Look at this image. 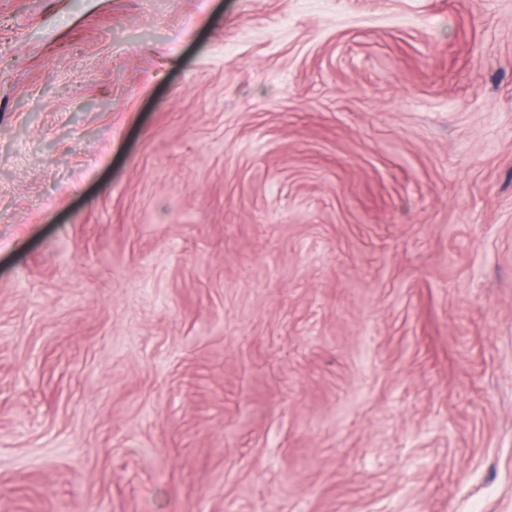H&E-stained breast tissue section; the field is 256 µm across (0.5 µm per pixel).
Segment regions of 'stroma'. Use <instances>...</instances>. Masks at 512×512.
I'll return each mask as SVG.
<instances>
[{"mask_svg": "<svg viewBox=\"0 0 512 512\" xmlns=\"http://www.w3.org/2000/svg\"><path fill=\"white\" fill-rule=\"evenodd\" d=\"M0 512H512V0H0Z\"/></svg>", "mask_w": 512, "mask_h": 512, "instance_id": "stroma-1", "label": "stroma"}]
</instances>
